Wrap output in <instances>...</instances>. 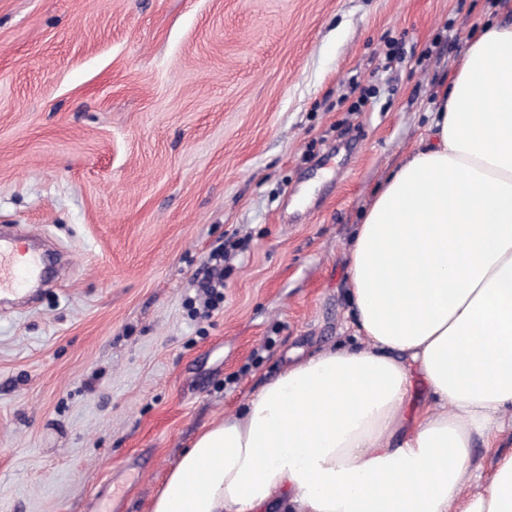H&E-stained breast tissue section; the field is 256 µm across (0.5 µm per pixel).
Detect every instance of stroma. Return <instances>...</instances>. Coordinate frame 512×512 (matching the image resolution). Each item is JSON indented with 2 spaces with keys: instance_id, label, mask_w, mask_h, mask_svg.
<instances>
[{
  "instance_id": "obj_1",
  "label": "stroma",
  "mask_w": 512,
  "mask_h": 512,
  "mask_svg": "<svg viewBox=\"0 0 512 512\" xmlns=\"http://www.w3.org/2000/svg\"><path fill=\"white\" fill-rule=\"evenodd\" d=\"M498 0H0V512H151L196 434L352 342L346 253ZM224 253V299L196 279ZM40 256L31 254L26 260H18L0 237V297L18 292L28 281L40 273Z\"/></svg>"
}]
</instances>
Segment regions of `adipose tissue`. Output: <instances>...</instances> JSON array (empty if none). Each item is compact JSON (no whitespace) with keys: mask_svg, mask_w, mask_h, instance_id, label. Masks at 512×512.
<instances>
[{"mask_svg":"<svg viewBox=\"0 0 512 512\" xmlns=\"http://www.w3.org/2000/svg\"><path fill=\"white\" fill-rule=\"evenodd\" d=\"M347 269L356 343L292 356L201 431L152 512H512V0L467 42Z\"/></svg>","mask_w":512,"mask_h":512,"instance_id":"ef3b65f1","label":"adipose tissue"}]
</instances>
